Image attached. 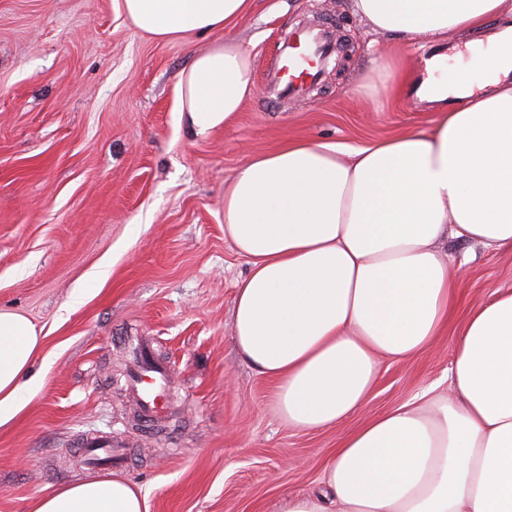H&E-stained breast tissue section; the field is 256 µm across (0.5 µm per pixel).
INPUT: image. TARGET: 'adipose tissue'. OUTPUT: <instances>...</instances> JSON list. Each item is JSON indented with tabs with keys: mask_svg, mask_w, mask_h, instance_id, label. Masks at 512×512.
I'll return each instance as SVG.
<instances>
[{
	"mask_svg": "<svg viewBox=\"0 0 512 512\" xmlns=\"http://www.w3.org/2000/svg\"><path fill=\"white\" fill-rule=\"evenodd\" d=\"M253 0H116L142 33L182 42L223 32L177 82L188 133L230 124L253 94L250 53L233 36ZM372 31L403 46L475 31L453 61L396 73L437 104L424 129L349 151L293 140L249 158L224 192V235L249 270L236 284L239 359L275 384L273 411L317 431L360 414L384 361L418 358L447 335L459 271L453 237L512 252V0H353ZM455 80H447L448 69ZM42 336L0 309V427L41 390ZM33 512H147L121 478L60 486ZM278 512H512V291L468 311L443 382L367 417L327 456L320 488Z\"/></svg>",
	"mask_w": 512,
	"mask_h": 512,
	"instance_id": "adipose-tissue-1",
	"label": "adipose tissue"
}]
</instances>
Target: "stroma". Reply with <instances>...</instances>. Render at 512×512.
Returning <instances> with one entry per match:
<instances>
[{
	"label": "stroma",
	"instance_id": "35a3bbf8",
	"mask_svg": "<svg viewBox=\"0 0 512 512\" xmlns=\"http://www.w3.org/2000/svg\"><path fill=\"white\" fill-rule=\"evenodd\" d=\"M333 26L339 67L309 95L267 107L266 71L284 30ZM236 39L253 60L255 93L205 139L179 124L176 84L215 40L161 43L114 0H0V308L45 336L33 365L42 390L0 427V512L89 478L78 443L125 441L112 470L148 512H277L288 492L319 488L324 460L361 424L298 432L270 410L272 381L237 356L231 312L248 270L224 236V190L254 153L291 139L357 148L432 115L411 96L363 88L381 55L418 70L436 46L401 48L368 30L352 0H255ZM470 262L459 315L512 291V254L443 244ZM109 262L106 279L92 278ZM144 336L173 369L174 394L155 429L133 419L123 388L127 340ZM452 336L412 361L384 362L367 411L382 413L443 377Z\"/></svg>",
	"mask_w": 512,
	"mask_h": 512
}]
</instances>
